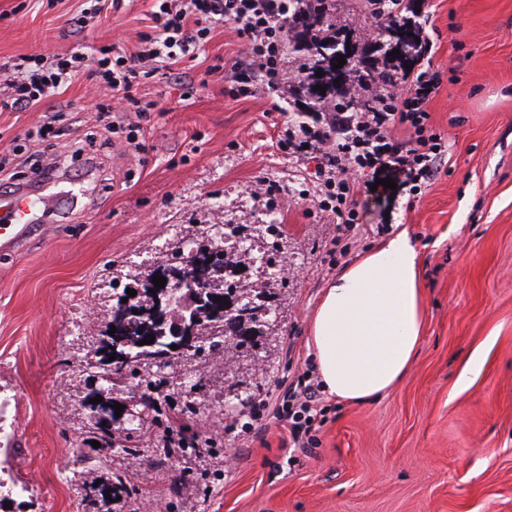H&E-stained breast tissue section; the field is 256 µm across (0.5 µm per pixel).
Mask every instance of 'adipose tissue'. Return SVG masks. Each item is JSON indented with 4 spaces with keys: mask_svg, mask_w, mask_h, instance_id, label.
<instances>
[{
    "mask_svg": "<svg viewBox=\"0 0 512 512\" xmlns=\"http://www.w3.org/2000/svg\"><path fill=\"white\" fill-rule=\"evenodd\" d=\"M425 318L420 256L402 231L338 276L312 316L323 391L347 403L387 395L410 371Z\"/></svg>",
    "mask_w": 512,
    "mask_h": 512,
    "instance_id": "adipose-tissue-1",
    "label": "adipose tissue"
}]
</instances>
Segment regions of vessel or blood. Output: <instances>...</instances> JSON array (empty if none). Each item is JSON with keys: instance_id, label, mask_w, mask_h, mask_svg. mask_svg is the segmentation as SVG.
<instances>
[{"instance_id": "vessel-or-blood-1", "label": "vessel or blood", "mask_w": 512, "mask_h": 512, "mask_svg": "<svg viewBox=\"0 0 512 512\" xmlns=\"http://www.w3.org/2000/svg\"><path fill=\"white\" fill-rule=\"evenodd\" d=\"M46 210L43 196L27 188L1 197L0 220L6 221L8 228L0 232V254L10 256L18 252Z\"/></svg>"}]
</instances>
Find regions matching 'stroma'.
I'll return each mask as SVG.
<instances>
[{"mask_svg":"<svg viewBox=\"0 0 512 512\" xmlns=\"http://www.w3.org/2000/svg\"><path fill=\"white\" fill-rule=\"evenodd\" d=\"M83 0H0V63L73 48L134 52L152 0H131L82 33ZM422 35L435 45L442 83L427 105L448 139L437 174L421 189L376 186L360 176L359 228L338 231L317 205L310 156L278 145L298 73L285 56L278 81L248 97L225 78L248 63L232 24L170 76L139 86L152 105L126 143L97 121L110 92L81 80L49 104L0 112V151L33 148L60 115L45 230L0 258V512H128L125 501L86 506L79 469L89 419L82 405L98 378L86 364L110 314L113 290L132 273L172 262L183 241L206 246L214 229L242 248L241 287L269 285L271 313L257 347L212 363L175 367L197 413L192 450L156 425L131 435L132 453L95 456L130 475L140 505L160 512H512V0H416ZM190 99H181L182 84ZM95 137L96 168L71 158ZM277 225L271 237L267 225ZM407 230L422 258L427 319L408 376L362 404L323 396L314 448L291 447L276 417L288 386L313 371L309 320L325 288L361 255ZM247 397L239 407L238 397ZM110 468V469H111Z\"/></svg>","mask_w":512,"mask_h":512,"instance_id":"35a3bbf8","label":"stroma"}]
</instances>
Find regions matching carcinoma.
Returning <instances> with one entry per match:
<instances>
[{"label":"carcinoma","instance_id":"cac0c4a2","mask_svg":"<svg viewBox=\"0 0 512 512\" xmlns=\"http://www.w3.org/2000/svg\"><path fill=\"white\" fill-rule=\"evenodd\" d=\"M411 0H401V5L393 15L387 13L380 16L381 22L377 39L384 37H397L398 42L408 47V54L403 61L412 62L417 57L421 44L416 37L420 36V23L408 16L411 12ZM331 0H290V17L288 19V52L300 53L305 56L302 66L300 83L307 89L312 99L308 111L313 115L321 112H359L365 107V102L349 94L347 81L369 82L373 85L386 86L393 83L396 74L392 72H378L370 66L363 65L362 61L355 59L351 53L343 52L346 64L336 69L340 36L336 26L329 20ZM325 76L316 77L317 71ZM326 88V92L314 90L316 86ZM165 272L159 266L140 279V289L135 300L122 302L123 296L116 297L112 303L110 317L101 331L102 340L95 350L97 362H87V367L103 371V388L87 394L83 406L89 413V418L105 414L114 415L112 405L118 401L113 396L128 383L136 384L140 388V399L148 409L144 428L148 429L159 422L161 413L156 408L155 395L163 393V388L170 385L168 369L172 365H160L157 356L167 351L170 341L163 331L159 319L157 294L161 289L155 287L152 278ZM184 278L187 286L194 287L201 296L200 304L185 313L190 325L198 327H212L220 325L226 320L224 308L218 298L224 296V289L218 287L220 276L216 274L215 265L208 262V255L200 252L189 258L184 267ZM242 303L235 307L234 316L244 322V328L251 336L264 335L265 323L249 312L250 301H259L261 293L252 294L248 291H238ZM136 311L128 318L125 313ZM116 328L114 334L108 330ZM154 336V342L148 345H139V342ZM118 347L121 358L109 360L113 347ZM102 396L103 401L91 403L96 396ZM90 439L102 441L117 452L129 453L132 447L120 439L119 429L106 430L99 427V423L91 422ZM115 499H127L134 494V484L128 476L115 470L108 481L94 487L85 488L83 500L94 504L98 499L105 498V493Z\"/></svg>","mask_w":512,"mask_h":512}]
</instances>
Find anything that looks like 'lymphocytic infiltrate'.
<instances>
[{"label": "lymphocytic infiltrate", "instance_id": "lymphocytic-infiltrate-1", "mask_svg": "<svg viewBox=\"0 0 512 512\" xmlns=\"http://www.w3.org/2000/svg\"><path fill=\"white\" fill-rule=\"evenodd\" d=\"M151 19L150 30L141 34L138 50L130 54L110 46L100 48L93 61L72 50L1 64L0 112H22L41 105L86 78L127 102L139 120H146L148 108L134 96V85L157 72L171 73L227 19L236 23L237 34L253 58L252 66L236 69L226 89L228 95H251L257 75L275 80L283 66L280 45L288 21V0H153ZM439 85V71L429 67L405 77L396 90L363 87V111L327 112L314 124L285 128L282 147L320 155L318 174L325 194L318 205L335 215L337 230H353L360 222L355 209L358 172L386 165L415 190L435 175L444 150L427 105L431 91ZM401 127L408 130V138H396L395 131ZM319 401L320 386L311 379L283 393L278 414L293 447L316 444L311 430L323 413Z\"/></svg>", "mask_w": 512, "mask_h": 512}]
</instances>
